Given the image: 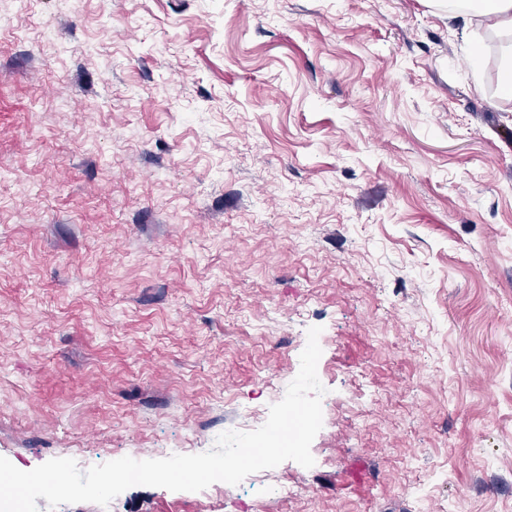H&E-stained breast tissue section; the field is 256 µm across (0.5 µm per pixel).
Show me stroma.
<instances>
[{
    "instance_id": "obj_1",
    "label": "stroma",
    "mask_w": 512,
    "mask_h": 512,
    "mask_svg": "<svg viewBox=\"0 0 512 512\" xmlns=\"http://www.w3.org/2000/svg\"><path fill=\"white\" fill-rule=\"evenodd\" d=\"M427 0H0V456L196 454L320 327L301 488L38 512H512V37Z\"/></svg>"
}]
</instances>
